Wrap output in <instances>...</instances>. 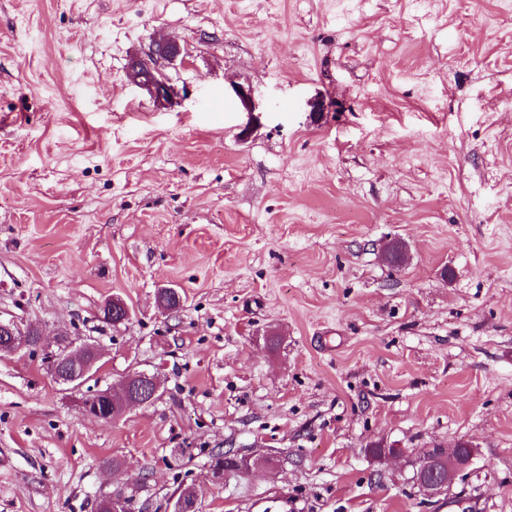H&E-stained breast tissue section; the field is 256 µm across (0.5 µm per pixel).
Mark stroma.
<instances>
[{"mask_svg": "<svg viewBox=\"0 0 512 512\" xmlns=\"http://www.w3.org/2000/svg\"><path fill=\"white\" fill-rule=\"evenodd\" d=\"M159 38L188 51L163 100L128 78ZM0 317L101 352L78 389L0 354V512H94L122 480L172 512L220 449L280 468L204 512H512V11L0 0ZM132 370L153 404L84 413ZM460 442L425 495L411 454ZM462 444L466 447L467 453L461 452ZM442 450L448 459V474L444 479L437 474V471L429 470L427 466L422 464L419 457L426 450L418 454L413 481L422 491L429 495L441 494L447 490L449 492L459 473L466 469L473 459V448L465 443H460L455 448H448V451L445 448H442Z\"/></svg>", "mask_w": 512, "mask_h": 512, "instance_id": "stroma-1", "label": "stroma"}]
</instances>
